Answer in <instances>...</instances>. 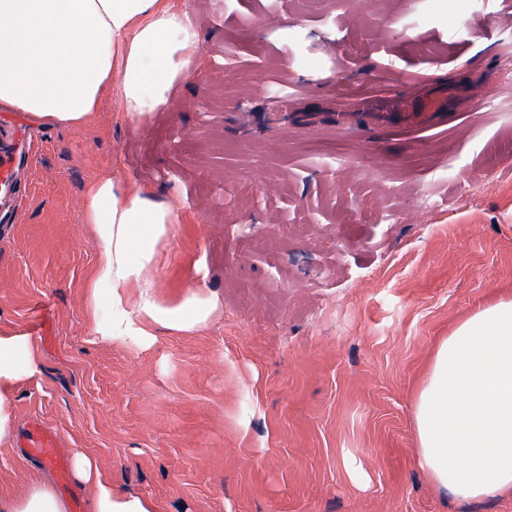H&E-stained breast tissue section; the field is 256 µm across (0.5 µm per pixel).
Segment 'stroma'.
I'll return each instance as SVG.
<instances>
[{
  "label": "stroma",
  "instance_id": "1",
  "mask_svg": "<svg viewBox=\"0 0 512 512\" xmlns=\"http://www.w3.org/2000/svg\"><path fill=\"white\" fill-rule=\"evenodd\" d=\"M196 77L131 122L121 75L80 124L13 111L32 138L0 223V334L39 372L15 420L55 426L148 512H512L421 467L415 403L440 342L512 301V0H170ZM448 96L446 126L381 129ZM112 178L173 204L159 299L205 285L203 327L92 341L101 251L84 192ZM0 439V490L44 468Z\"/></svg>",
  "mask_w": 512,
  "mask_h": 512
}]
</instances>
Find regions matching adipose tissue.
<instances>
[{
  "label": "adipose tissue",
  "mask_w": 512,
  "mask_h": 512,
  "mask_svg": "<svg viewBox=\"0 0 512 512\" xmlns=\"http://www.w3.org/2000/svg\"><path fill=\"white\" fill-rule=\"evenodd\" d=\"M199 43L190 13L164 0H0V102L76 125L111 87L117 64L127 114L140 123L193 79ZM84 209L102 251L87 305L95 340L146 344L159 330L209 321L217 304L204 289L166 305L147 277L158 244L174 233L173 206L106 178L87 187ZM38 370L31 336L0 335V437L14 425L17 384ZM415 411L419 459L440 488L462 499L512 491V302L481 309L440 343ZM73 471L89 512H148L140 499L113 496L111 479L84 454L75 453ZM0 512L66 506L46 479L0 490Z\"/></svg>",
  "instance_id": "obj_1"
}]
</instances>
